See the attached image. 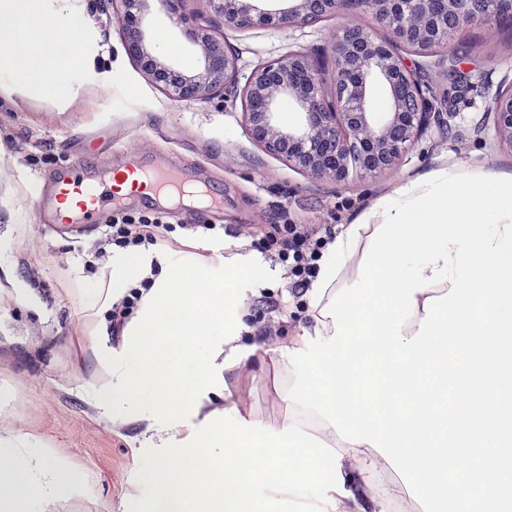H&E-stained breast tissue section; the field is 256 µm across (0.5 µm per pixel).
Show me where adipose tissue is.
<instances>
[{
	"mask_svg": "<svg viewBox=\"0 0 512 512\" xmlns=\"http://www.w3.org/2000/svg\"><path fill=\"white\" fill-rule=\"evenodd\" d=\"M0 12L20 20L0 34V67L55 84L42 52L63 38L79 50V20L46 23L41 0H0ZM252 275L245 258L220 268L128 249L107 283L88 284L105 378L82 395L139 426L151 458L133 512H281L299 488L287 450L326 460L311 512H512V174L436 167L336 238L306 295L312 329L275 351L288 411L274 429L211 409L242 363L239 287ZM146 277L113 345L107 313ZM90 481L40 436L0 428V512H43Z\"/></svg>",
	"mask_w": 512,
	"mask_h": 512,
	"instance_id": "ef3b65f1",
	"label": "adipose tissue"
}]
</instances>
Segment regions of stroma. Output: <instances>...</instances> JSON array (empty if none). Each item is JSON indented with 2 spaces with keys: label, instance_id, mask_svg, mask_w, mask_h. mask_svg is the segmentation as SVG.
I'll list each match as a JSON object with an SVG mask.
<instances>
[{
  "label": "stroma",
  "instance_id": "obj_1",
  "mask_svg": "<svg viewBox=\"0 0 512 512\" xmlns=\"http://www.w3.org/2000/svg\"><path fill=\"white\" fill-rule=\"evenodd\" d=\"M92 1L42 0L47 15L63 6L82 22V59L69 60L66 42L54 47L62 87H29L0 72V123L15 136L14 147L0 144V383L17 393L13 412L0 415V426L41 435L55 455L93 476L81 494L46 512H125L130 498L148 492L140 480L148 456L137 428L112 423L79 396L82 381L97 372L88 341L97 321L81 292L82 281L95 275L85 265V237L40 221L36 189L54 165L81 152L105 165L117 152L173 154L181 164L209 172L224 193L223 213L204 216V223L233 229L271 224L285 206L296 222L331 223L339 234L377 198L443 163L512 173V148L499 144L485 121L491 95L504 77H512V25L499 31L497 50L464 58L465 68L486 74L485 85L458 100L443 123L430 125L399 167L335 183L289 168L254 144L234 98L179 102L150 85L126 54L112 0H100L96 13ZM347 21L340 14L304 27L249 28L229 32L228 40L246 75L294 46L328 57L334 33ZM105 37L112 46L108 60L100 56ZM45 154L49 163L29 165V158ZM165 254L174 260L193 254L215 265L250 257L255 277L243 288L249 302L260 289L277 292L283 284L280 267L243 238L197 239ZM22 282L36 303L24 300ZM312 325L305 312L271 340L253 327L243 332L239 343L253 353L227 374L230 395L215 401L214 409H236L264 425H278L284 415L283 372L272 350Z\"/></svg>",
  "mask_w": 512,
  "mask_h": 512
}]
</instances>
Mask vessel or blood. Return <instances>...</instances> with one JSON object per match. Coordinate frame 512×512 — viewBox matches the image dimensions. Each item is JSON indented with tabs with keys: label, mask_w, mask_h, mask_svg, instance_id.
<instances>
[{
	"label": "vessel or blood",
	"mask_w": 512,
	"mask_h": 512,
	"mask_svg": "<svg viewBox=\"0 0 512 512\" xmlns=\"http://www.w3.org/2000/svg\"><path fill=\"white\" fill-rule=\"evenodd\" d=\"M188 192L202 197V210L223 207L217 190L171 156L134 161L121 172L101 169L87 157L77 156L59 178L42 188L38 210L47 223L68 224L86 232L101 224L113 209L125 205L129 196L146 200L153 209L168 210Z\"/></svg>",
	"instance_id": "obj_1"
}]
</instances>
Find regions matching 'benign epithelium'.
I'll return each mask as SVG.
<instances>
[{
    "mask_svg": "<svg viewBox=\"0 0 512 512\" xmlns=\"http://www.w3.org/2000/svg\"><path fill=\"white\" fill-rule=\"evenodd\" d=\"M188 0H113L126 53L142 77L180 102L214 100L229 83L240 89L245 130L267 154L315 179L340 183L352 174L376 176L393 170L430 121L427 81L418 58L430 55L448 28H463L474 14L496 21L492 0H193L222 18L202 26L185 12ZM358 9L373 24L340 27L333 36L331 85L313 72L302 49L257 64L239 84L238 56L227 32L255 27H294ZM165 15L196 57L191 72L155 40ZM387 38L378 37L375 27ZM387 91L385 111L372 106V88ZM288 99L297 121L285 127L279 107ZM494 129L512 149V91L494 100Z\"/></svg>",
    "mask_w": 512,
    "mask_h": 512,
    "instance_id": "1",
    "label": "benign epithelium"
}]
</instances>
